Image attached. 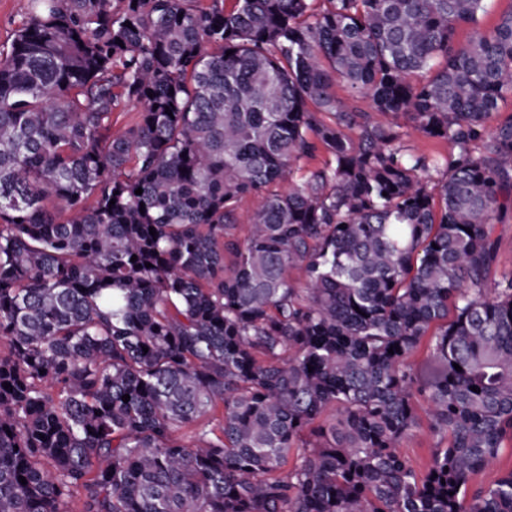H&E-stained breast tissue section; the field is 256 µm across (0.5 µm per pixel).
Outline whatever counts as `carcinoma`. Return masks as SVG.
I'll return each mask as SVG.
<instances>
[{"mask_svg": "<svg viewBox=\"0 0 512 512\" xmlns=\"http://www.w3.org/2000/svg\"><path fill=\"white\" fill-rule=\"evenodd\" d=\"M225 2L29 0L0 46V512H512V470L474 487L512 444V11ZM401 131L408 132V135L404 136V141L417 154L446 155L450 151V146L444 142L428 139L410 129L404 128ZM494 237L497 240L499 271H512V213L494 224ZM420 425L403 442V450L410 456L415 468L424 471L437 439L429 428V419L423 410L419 411Z\"/></svg>", "mask_w": 512, "mask_h": 512, "instance_id": "carcinoma-1", "label": "carcinoma"}]
</instances>
